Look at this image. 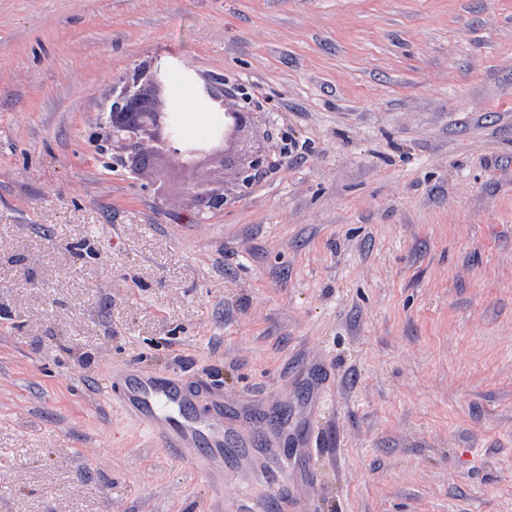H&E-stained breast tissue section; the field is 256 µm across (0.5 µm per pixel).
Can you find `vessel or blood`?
Here are the masks:
<instances>
[{"label":"vessel or blood","mask_w":512,"mask_h":512,"mask_svg":"<svg viewBox=\"0 0 512 512\" xmlns=\"http://www.w3.org/2000/svg\"><path fill=\"white\" fill-rule=\"evenodd\" d=\"M104 395L142 424L169 457L202 477L210 489L204 512H225V461L249 465L255 454L244 415L226 414L232 403L221 385L124 363L108 370ZM313 480L310 469L293 485L287 478L270 475L278 512H314Z\"/></svg>","instance_id":"vessel-or-blood-1"}]
</instances>
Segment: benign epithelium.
I'll use <instances>...</instances> for the list:
<instances>
[{"instance_id":"obj_1","label":"benign epithelium","mask_w":512,"mask_h":512,"mask_svg":"<svg viewBox=\"0 0 512 512\" xmlns=\"http://www.w3.org/2000/svg\"><path fill=\"white\" fill-rule=\"evenodd\" d=\"M167 78L154 69L138 70L112 89V114L108 131L112 141L127 148L119 164L147 155L149 146L182 177V191L199 216L224 210V184L206 174L204 168L235 169L244 180L266 161L267 154L259 146L248 144L254 113L236 101L224 98L223 82L208 78L198 87V96L207 109L218 112L222 120L199 138L185 137L178 114L168 108Z\"/></svg>"}]
</instances>
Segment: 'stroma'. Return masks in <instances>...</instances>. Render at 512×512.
<instances>
[{
    "label": "stroma",
    "mask_w": 512,
    "mask_h": 512,
    "mask_svg": "<svg viewBox=\"0 0 512 512\" xmlns=\"http://www.w3.org/2000/svg\"><path fill=\"white\" fill-rule=\"evenodd\" d=\"M147 67L304 156L198 222L112 163ZM116 363L282 411L292 482L323 383L319 512H512V0H0V512H201Z\"/></svg>",
    "instance_id": "obj_1"
}]
</instances>
